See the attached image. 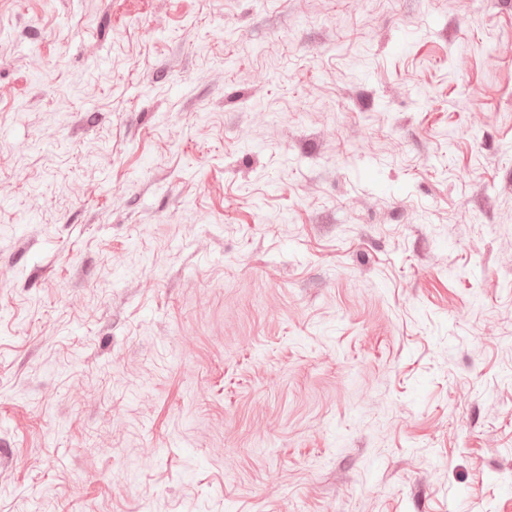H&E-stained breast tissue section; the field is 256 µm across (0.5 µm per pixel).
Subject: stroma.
I'll return each mask as SVG.
<instances>
[{
  "label": "stroma",
  "mask_w": 512,
  "mask_h": 512,
  "mask_svg": "<svg viewBox=\"0 0 512 512\" xmlns=\"http://www.w3.org/2000/svg\"><path fill=\"white\" fill-rule=\"evenodd\" d=\"M0 512H512V0H0Z\"/></svg>",
  "instance_id": "stroma-1"
}]
</instances>
